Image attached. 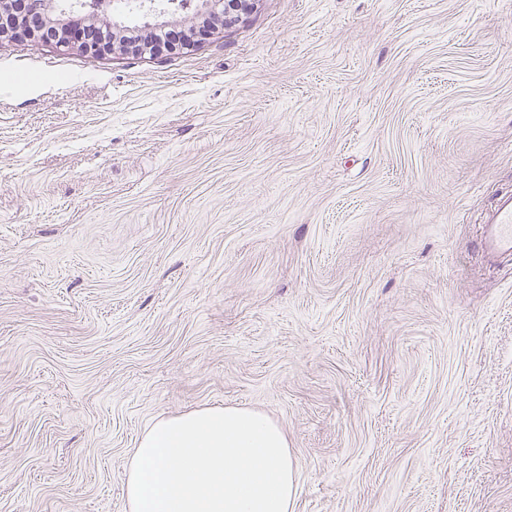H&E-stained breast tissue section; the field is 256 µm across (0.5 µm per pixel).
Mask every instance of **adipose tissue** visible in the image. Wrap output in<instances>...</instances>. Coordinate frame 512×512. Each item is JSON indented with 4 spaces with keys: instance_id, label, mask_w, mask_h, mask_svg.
<instances>
[{
    "instance_id": "obj_1",
    "label": "adipose tissue",
    "mask_w": 512,
    "mask_h": 512,
    "mask_svg": "<svg viewBox=\"0 0 512 512\" xmlns=\"http://www.w3.org/2000/svg\"><path fill=\"white\" fill-rule=\"evenodd\" d=\"M295 493L282 428L237 407L157 420L124 480L130 512H289Z\"/></svg>"
}]
</instances>
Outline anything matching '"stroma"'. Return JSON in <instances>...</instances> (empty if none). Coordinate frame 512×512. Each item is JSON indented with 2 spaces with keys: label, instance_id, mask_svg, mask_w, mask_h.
<instances>
[{
  "label": "stroma",
  "instance_id": "obj_1",
  "mask_svg": "<svg viewBox=\"0 0 512 512\" xmlns=\"http://www.w3.org/2000/svg\"><path fill=\"white\" fill-rule=\"evenodd\" d=\"M512 0H258L151 55L0 39V512H129L259 410L291 512H512ZM481 250L512 257V191L498 193L482 216Z\"/></svg>",
  "mask_w": 512,
  "mask_h": 512
}]
</instances>
